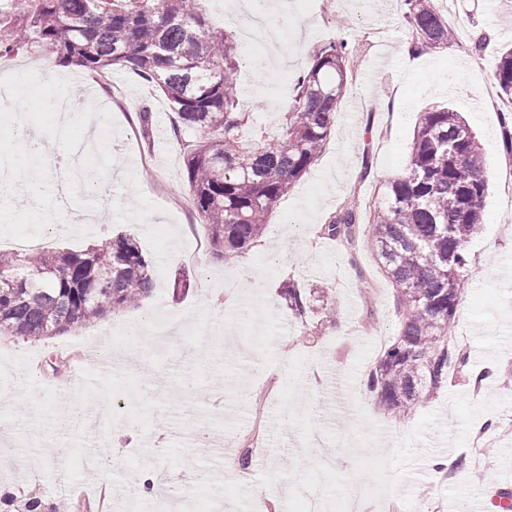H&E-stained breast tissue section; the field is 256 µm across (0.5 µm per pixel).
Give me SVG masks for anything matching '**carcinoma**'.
<instances>
[{
	"label": "carcinoma",
	"instance_id": "cac0c4a2",
	"mask_svg": "<svg viewBox=\"0 0 512 512\" xmlns=\"http://www.w3.org/2000/svg\"><path fill=\"white\" fill-rule=\"evenodd\" d=\"M402 2L415 52L448 44L454 32L433 0ZM240 50L238 34L212 26L193 0H0V57L45 51L92 77L130 70L160 92L187 148L194 210L226 261L263 236L274 203L321 152L353 65L344 41L314 48L272 135L244 104ZM494 79L512 101V47L501 49ZM487 190L481 144L460 113H419L405 172L388 182L371 222L370 247L396 288L401 326L365 386L398 417L465 367L450 333L471 273L465 244L480 226ZM360 220L357 207L344 204L324 234L349 241ZM152 290L149 262L130 237L79 251H0V340L61 335L133 308ZM281 297L308 326L312 293L289 279Z\"/></svg>",
	"mask_w": 512,
	"mask_h": 512
}]
</instances>
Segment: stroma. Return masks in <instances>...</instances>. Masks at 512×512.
Returning a JSON list of instances; mask_svg holds the SVG:
<instances>
[{"label":"stroma","mask_w":512,"mask_h":512,"mask_svg":"<svg viewBox=\"0 0 512 512\" xmlns=\"http://www.w3.org/2000/svg\"><path fill=\"white\" fill-rule=\"evenodd\" d=\"M264 23L281 30L283 48L252 53L238 72L253 90L256 123L274 127L291 94L289 78L306 70L313 47L347 41L355 69L322 152L275 204L269 231L229 264L207 246L201 261L187 260L208 232L191 207L178 204L189 193L172 114L134 73L113 72L126 100L112 111V219L80 239L59 222L43 236L60 250L130 235L151 263L155 288L137 307L67 334L0 340V440L11 450L9 460L0 459V490L15 505L36 496L42 512H103L107 505L126 512V499L146 496V480L182 472L188 459L205 475L198 488L223 490L210 512H300L308 497L337 500L352 485L363 512H464L512 488V390L497 379L474 384L487 368L512 377V236L499 233L512 222L504 195L512 156L500 128L512 102L483 104L495 85L496 56L512 42V11L501 0H456V38L424 55L405 50L412 33L401 0H288ZM21 68L44 81L68 79L86 99L100 93L84 70L58 59L22 52L0 58V76ZM145 103L153 126L167 131L164 145L141 131L136 114ZM434 105L461 112L476 132L488 193L480 229L466 244L472 273L455 315L465 372L401 419L365 387L380 353L376 337L392 342L400 323L394 291L370 251V228L361 224L345 246L320 237L318 228L349 194L363 204L378 200L379 187L404 168L418 112ZM244 265L256 287L241 281ZM181 278L188 288L178 287ZM286 278L331 288L336 321L311 314L307 324L316 333L303 337V324L280 297ZM117 334L140 358L120 384L97 367ZM63 384L62 399L56 391ZM255 424L270 452L244 480L230 476L219 448L180 437L184 430L230 436ZM481 430L486 445L477 448ZM57 438L70 444L66 459L36 446ZM95 444L114 449L116 460L92 481ZM437 454L459 459L451 478L433 480L422 466ZM259 487L268 496L262 504L254 499Z\"/></svg>","instance_id":"35a3bbf8"}]
</instances>
